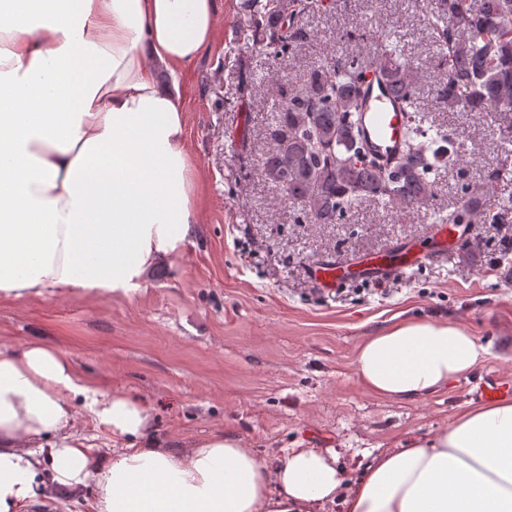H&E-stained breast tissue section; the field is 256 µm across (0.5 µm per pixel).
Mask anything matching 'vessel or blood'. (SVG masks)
Segmentation results:
<instances>
[{
  "instance_id": "b4317fda",
  "label": "vessel or blood",
  "mask_w": 512,
  "mask_h": 512,
  "mask_svg": "<svg viewBox=\"0 0 512 512\" xmlns=\"http://www.w3.org/2000/svg\"><path fill=\"white\" fill-rule=\"evenodd\" d=\"M363 86L367 93L364 123L368 136L378 153L386 160H394L401 151L405 120L400 103L375 72L367 73ZM386 271L385 260L379 255L365 257L354 267L330 260L313 263L311 267L315 283L327 290L338 287L354 275L362 279H379ZM476 394L491 401L512 394V383L490 377L480 384Z\"/></svg>"
}]
</instances>
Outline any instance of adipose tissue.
Listing matches in <instances>:
<instances>
[{
  "label": "adipose tissue",
  "instance_id": "1",
  "mask_svg": "<svg viewBox=\"0 0 512 512\" xmlns=\"http://www.w3.org/2000/svg\"><path fill=\"white\" fill-rule=\"evenodd\" d=\"M216 0H0V299H129L201 231L180 77L213 42ZM487 347L454 322L364 337L359 384L423 398ZM112 435L98 453L79 412ZM91 491L90 512H512V400L459 412L345 482L335 454L270 465L221 429L170 445L150 404L60 350L0 349V512Z\"/></svg>",
  "mask_w": 512,
  "mask_h": 512
}]
</instances>
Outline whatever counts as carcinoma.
Here are the masks:
<instances>
[{"mask_svg": "<svg viewBox=\"0 0 512 512\" xmlns=\"http://www.w3.org/2000/svg\"><path fill=\"white\" fill-rule=\"evenodd\" d=\"M318 2L279 0L276 11L254 10L248 26L267 40L273 57L290 56L298 47L299 18ZM431 26L443 71L438 103L467 112H512V0H440ZM369 70L381 72L409 116L400 161L392 166L371 154L361 123ZM280 96L266 128L271 147L260 170L311 224H344L357 203L367 200L428 208L439 165L466 159L454 146V134L429 121L413 65L389 33L365 53L326 59L301 88L280 87ZM485 204L483 192L465 184L454 209L438 221L472 224L486 214Z\"/></svg>", "mask_w": 512, "mask_h": 512, "instance_id": "carcinoma-1", "label": "carcinoma"}]
</instances>
